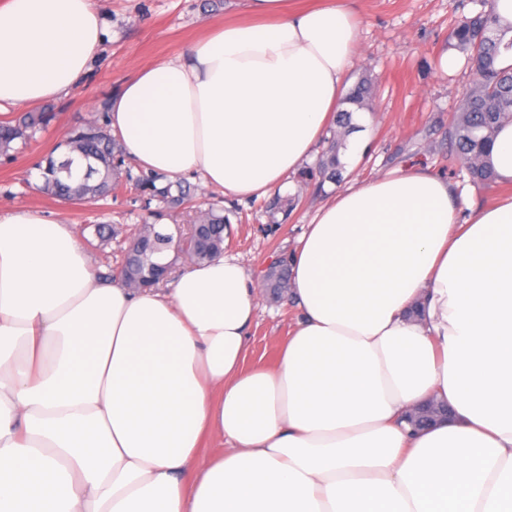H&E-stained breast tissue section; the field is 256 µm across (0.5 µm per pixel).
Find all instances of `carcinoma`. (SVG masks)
<instances>
[{
  "mask_svg": "<svg viewBox=\"0 0 512 512\" xmlns=\"http://www.w3.org/2000/svg\"><path fill=\"white\" fill-rule=\"evenodd\" d=\"M492 8L462 17L448 36V43L466 55L471 67V80L460 105L453 112L448 128V158L460 162L470 180L490 184L496 176L489 163V151L499 128L512 123V68L496 66L503 43ZM368 81L361 79L350 90L347 100L362 109L371 96ZM52 112H28L13 120H0V153L6 154L11 144L25 142L36 131L50 124ZM341 138H336L318 166L319 183L338 184L342 169L337 159ZM65 158H47L42 169V189L55 197L71 201H98L112 191L124 166V151L119 140L108 129V117L73 127L66 140ZM160 177L146 174L135 181L141 193L160 197L170 209H179L191 198V189L181 182L157 186ZM191 223L199 234L179 246V255L192 262H204L224 253L226 217L211 207L195 213ZM173 244L168 234L155 230V224H143V231L133 237L122 264L130 284L136 288H157L168 281L165 252ZM289 260L274 262L266 275L265 287L279 296L288 289Z\"/></svg>",
  "mask_w": 512,
  "mask_h": 512,
  "instance_id": "cac0c4a2",
  "label": "carcinoma"
}]
</instances>
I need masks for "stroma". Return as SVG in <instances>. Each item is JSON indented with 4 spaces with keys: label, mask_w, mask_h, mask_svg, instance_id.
I'll use <instances>...</instances> for the list:
<instances>
[{
    "label": "stroma",
    "mask_w": 512,
    "mask_h": 512,
    "mask_svg": "<svg viewBox=\"0 0 512 512\" xmlns=\"http://www.w3.org/2000/svg\"><path fill=\"white\" fill-rule=\"evenodd\" d=\"M355 15L358 43L347 83L371 79L374 97L367 111L369 136L358 155L341 146L345 182H368L402 166H423L451 182L464 202L486 203L505 188L500 183L474 185L462 179L458 164L448 161V120L471 80L464 54L456 68L440 70L437 61L449 47L448 35L465 15L479 11L480 0H342ZM247 0H93L105 34L87 74L67 96L45 102L55 113L51 124L28 143H14L10 156H0V212L28 208L65 224L79 241L94 239L95 227L111 224L115 236L88 256L96 269L119 265L129 237L148 211L162 212L167 224H185L189 217L164 209L136 191L133 178L140 170L126 161L128 180L113 189L107 200L61 203L41 189L40 164L63 144L69 130L103 110L105 102L139 68L171 58L189 41L224 20L246 17ZM202 206L217 204L232 224L224 246L261 282L280 256L294 252L301 234L318 208L336 188L317 191L303 173L286 179L281 197L300 196V205L288 215L267 211L266 198L236 199L191 179ZM297 318L291 297H259L250 329L245 362L252 369L272 364Z\"/></svg>",
    "instance_id": "35a3bbf8"
}]
</instances>
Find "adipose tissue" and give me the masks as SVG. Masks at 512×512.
<instances>
[{
  "label": "adipose tissue",
  "instance_id": "ef3b65f1",
  "mask_svg": "<svg viewBox=\"0 0 512 512\" xmlns=\"http://www.w3.org/2000/svg\"><path fill=\"white\" fill-rule=\"evenodd\" d=\"M249 11L112 97L143 171L266 196L343 110L352 10ZM102 35L92 0H0V111L68 95ZM291 282L298 319L248 369L237 259L138 291L65 225L0 213V512H512V196L463 220L423 167L350 183ZM433 397L449 418L411 430Z\"/></svg>",
  "mask_w": 512,
  "mask_h": 512
}]
</instances>
